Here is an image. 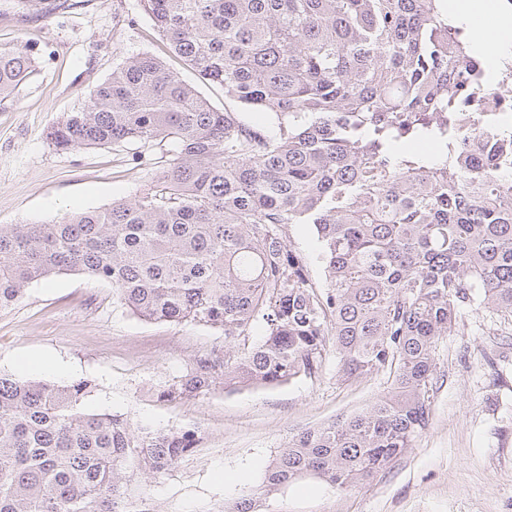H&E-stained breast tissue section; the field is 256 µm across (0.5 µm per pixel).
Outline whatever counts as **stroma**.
<instances>
[{
  "label": "stroma",
  "mask_w": 512,
  "mask_h": 512,
  "mask_svg": "<svg viewBox=\"0 0 512 512\" xmlns=\"http://www.w3.org/2000/svg\"><path fill=\"white\" fill-rule=\"evenodd\" d=\"M20 41L34 47L37 64L0 102V224H49L134 197L154 177L160 147L60 151L48 133L127 57L151 53L199 85L195 72L171 54L140 0H0V43ZM199 87L216 108L227 107L221 88ZM287 242L324 286L312 226L289 225ZM223 342L202 326L142 320L110 284L73 272L31 284L0 311V372L57 383L91 378L97 390L85 401L88 411L202 433L194 452L148 486L156 512H217L259 488L281 448L366 410L392 383L385 371L339 381L331 352L318 374L290 384L217 390L185 403L152 397L190 356ZM435 359L428 425L401 456L344 490L298 479L259 512H512V318L462 310Z\"/></svg>",
  "instance_id": "1"
}]
</instances>
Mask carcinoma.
I'll return each instance as SVG.
<instances>
[{
	"label": "carcinoma",
	"instance_id": "1",
	"mask_svg": "<svg viewBox=\"0 0 512 512\" xmlns=\"http://www.w3.org/2000/svg\"><path fill=\"white\" fill-rule=\"evenodd\" d=\"M140 2L176 57L277 130L214 107L152 54L126 58L51 143L174 153L129 200L0 224V310L80 272L143 320L221 332L224 346L155 390L164 402L310 378L330 349L341 380L387 371L369 410L280 449L262 493L305 475L366 481L426 428L437 345L475 289L512 316V131L475 150L459 128L483 63L446 0ZM34 70L27 44L0 45V101ZM290 224L317 233L322 291ZM94 389L0 372V512H156L135 488L193 452L199 431L89 412ZM255 504L251 492L222 512Z\"/></svg>",
	"mask_w": 512,
	"mask_h": 512
}]
</instances>
